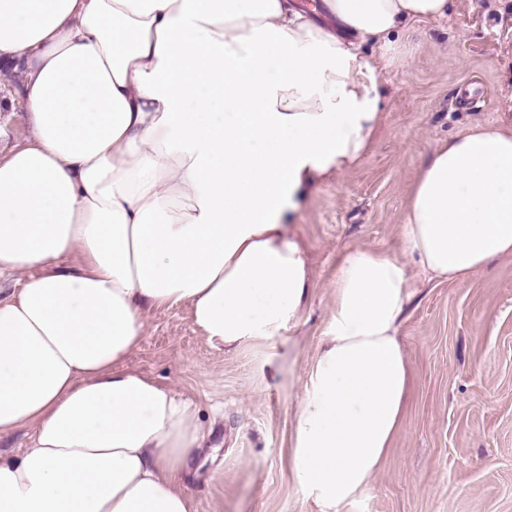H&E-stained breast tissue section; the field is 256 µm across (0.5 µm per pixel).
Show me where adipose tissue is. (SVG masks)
Listing matches in <instances>:
<instances>
[{
    "instance_id": "ef3b65f1",
    "label": "adipose tissue",
    "mask_w": 512,
    "mask_h": 512,
    "mask_svg": "<svg viewBox=\"0 0 512 512\" xmlns=\"http://www.w3.org/2000/svg\"><path fill=\"white\" fill-rule=\"evenodd\" d=\"M0 0L33 138L0 153V512H196L182 475L204 438L172 385L125 369L151 310L188 306L234 352L282 335L312 286L285 220L367 155L378 67L360 46L450 0ZM278 61L279 79L267 66ZM439 281L512 257V127L440 141L404 212ZM295 412L296 478L333 512L377 470L409 386L404 262L347 252Z\"/></svg>"
}]
</instances>
